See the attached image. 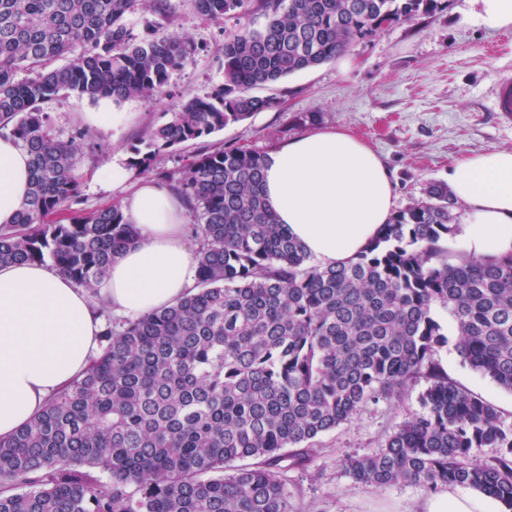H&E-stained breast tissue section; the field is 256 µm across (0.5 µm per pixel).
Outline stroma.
Here are the masks:
<instances>
[{
    "label": "stroma",
    "mask_w": 512,
    "mask_h": 512,
    "mask_svg": "<svg viewBox=\"0 0 512 512\" xmlns=\"http://www.w3.org/2000/svg\"><path fill=\"white\" fill-rule=\"evenodd\" d=\"M174 8L163 30L191 37L198 52L172 71L163 94L154 100L129 98L101 103L74 96L49 102L54 130L69 140L74 127L88 128L92 139L77 155L79 194L85 208L119 202L120 192L103 189L98 171L112 159H128L130 149L146 140L161 113L177 111L189 97L204 96L221 85L224 74L215 61L236 20H208L189 0H171ZM470 0H448L432 12L355 42L348 54L352 68L339 72L326 63L258 88L273 98V108L228 125L164 157L165 168L213 145L244 146L270 153L288 139L311 130L343 129L373 149L394 185V207L421 198L428 182L447 181L456 160L484 150L512 149V125L491 110L492 86L499 71L512 69V29L489 32L466 17ZM108 109L122 116L116 127L91 124V113ZM438 359L459 387L496 404L512 423V393L463 361L454 345ZM419 389L404 401L367 405L352 423L322 435L314 459L289 467L288 489L299 512H422L432 492L408 484L369 489L345 472L348 457L378 450L405 418L418 411Z\"/></svg>",
    "instance_id": "stroma-1"
}]
</instances>
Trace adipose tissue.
<instances>
[{
  "label": "adipose tissue",
  "mask_w": 512,
  "mask_h": 512,
  "mask_svg": "<svg viewBox=\"0 0 512 512\" xmlns=\"http://www.w3.org/2000/svg\"><path fill=\"white\" fill-rule=\"evenodd\" d=\"M99 181L121 191L123 214L139 241L115 256L96 294L47 265L0 266V439L87 372L99 349L100 306L135 318L175 304L195 284L180 198L155 180H132L116 159L101 169ZM448 184L466 207L456 234L463 251L512 254V150L456 161ZM29 187L28 154L0 137V225L14 223ZM264 191L279 223L324 266L362 251L394 205L380 157L342 130L309 132L268 154Z\"/></svg>",
  "instance_id": "ef3b65f1"
}]
</instances>
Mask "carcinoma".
Instances as JSON below:
<instances>
[{"label":"carcinoma","mask_w":512,"mask_h":512,"mask_svg":"<svg viewBox=\"0 0 512 512\" xmlns=\"http://www.w3.org/2000/svg\"><path fill=\"white\" fill-rule=\"evenodd\" d=\"M254 1L267 23L224 38V85L162 113L128 161L186 203L195 287L170 307L107 321L89 372L0 440V512H298L282 462L311 461L319 436L421 383V410L346 473L369 488L467 486L512 512V425L437 358L451 330L462 359L512 392V255L448 250L459 220L447 184L428 183L366 250L322 267L269 208L265 155L215 147L156 166L273 106L253 89L446 0H193L209 20H241ZM139 8L161 20L144 36L123 23ZM171 16L170 0H0V131L31 158L16 223L0 225V264L48 261L93 293L135 243L120 205L78 208L76 142L91 135L60 140L45 105L156 97L198 50L160 32ZM481 448L493 453L478 461Z\"/></svg>","instance_id":"carcinoma-1"}]
</instances>
